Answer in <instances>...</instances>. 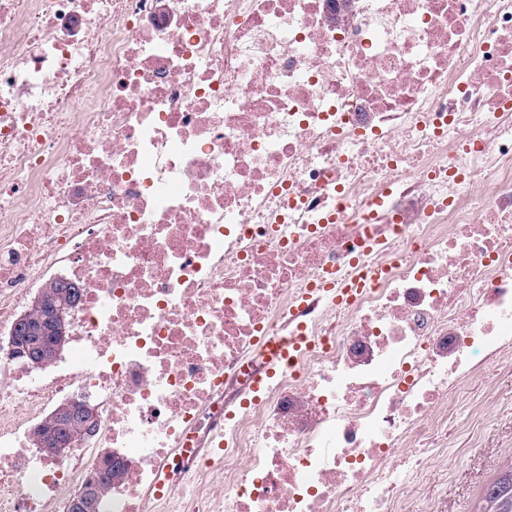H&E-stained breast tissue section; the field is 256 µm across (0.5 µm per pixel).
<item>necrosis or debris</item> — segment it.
Instances as JSON below:
<instances>
[{"instance_id":"obj_1","label":"necrosis or debris","mask_w":512,"mask_h":512,"mask_svg":"<svg viewBox=\"0 0 512 512\" xmlns=\"http://www.w3.org/2000/svg\"><path fill=\"white\" fill-rule=\"evenodd\" d=\"M58 268L84 366L34 375ZM504 373L512 0H0V512H69L97 448L105 512H418ZM73 289L77 288H61L52 280L42 291L47 298L53 299L56 303L71 304L75 294ZM45 296L36 295L32 309L16 320L7 349L10 360L18 362L24 369L37 370L36 372L49 370L55 363L48 366L59 355L68 336V326L71 322L68 316L72 314V310L57 306ZM52 333L58 336L60 341L56 346L48 349L42 335ZM31 334L38 336L37 342L29 343L25 340V336ZM49 355L53 357L49 358ZM99 424L97 405L92 404L89 395L79 394L63 401L42 422L32 426L31 434L40 452L48 457L61 458L73 449L76 442L92 438Z\"/></svg>"}]
</instances>
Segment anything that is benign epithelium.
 <instances>
[{"label": "benign epithelium", "instance_id": "7a95c632", "mask_svg": "<svg viewBox=\"0 0 512 512\" xmlns=\"http://www.w3.org/2000/svg\"><path fill=\"white\" fill-rule=\"evenodd\" d=\"M71 310L57 306L38 294L32 309L16 320L9 338L10 360L28 370L46 368L59 355L68 336ZM100 414L86 394L63 401L48 417L36 424L32 435L38 449L52 458L66 456L76 442L92 438L98 430ZM112 466V454H101L97 466L89 473L81 495L72 503L74 512H96L99 475Z\"/></svg>", "mask_w": 512, "mask_h": 512}]
</instances>
